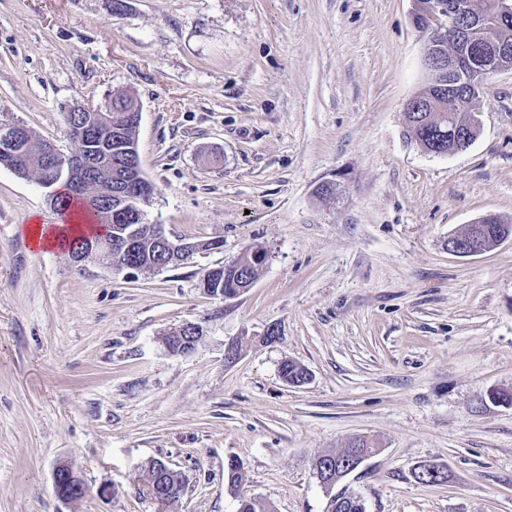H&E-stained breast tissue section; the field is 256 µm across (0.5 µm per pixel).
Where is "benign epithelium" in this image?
<instances>
[{
	"label": "benign epithelium",
	"mask_w": 512,
	"mask_h": 512,
	"mask_svg": "<svg viewBox=\"0 0 512 512\" xmlns=\"http://www.w3.org/2000/svg\"><path fill=\"white\" fill-rule=\"evenodd\" d=\"M413 22L415 26L428 32L423 50V62L427 69L436 74L448 76V83H440L436 94L448 99V128L440 131V137L448 140V151H435V155L456 154L466 150L472 138L461 130V124L455 119L454 107L464 97L470 102L473 118L467 121V127H477L479 122L474 114L480 109V95L485 81L495 73L505 69L502 57L509 48L488 38V35L512 23V4L509 0H495L493 6L475 9L469 0H430L426 10L419 9L418 0H413ZM69 130L77 131V136L85 144V155L90 157L112 154V144L104 143L98 136L87 135L86 128L72 124ZM26 127L20 123L3 120L0 122V154L15 157L23 153L21 146ZM43 154L48 159V185L64 180L70 172V160L61 156L59 150L50 142L43 144ZM134 187L127 190L123 207L133 208L135 203L144 199L147 187L140 175L133 177ZM139 230L153 238L161 248L173 255L174 259H189L202 250L198 242L185 240L173 241L165 233L161 224H143ZM134 246L132 236L117 240L107 231L97 234L91 242V252L107 259L106 266L112 267V256L124 254ZM448 250L462 255H477L488 251L479 235L472 236L467 244L460 247L448 245ZM190 332V340L183 355L194 353L204 341V331L197 324H183ZM373 448L355 458L350 465L334 464L329 461L315 463V475L320 485L326 487L332 481H341L352 470L375 455Z\"/></svg>",
	"instance_id": "obj_1"
}]
</instances>
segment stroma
Wrapping results in <instances>:
<instances>
[{"instance_id":"1","label":"stroma","mask_w":512,"mask_h":512,"mask_svg":"<svg viewBox=\"0 0 512 512\" xmlns=\"http://www.w3.org/2000/svg\"><path fill=\"white\" fill-rule=\"evenodd\" d=\"M127 3L0 0V119L67 154L69 107L135 96L146 220L207 248L75 268L27 233L57 221L48 189L0 164V512H236L231 458L274 512H327L313 461L356 436L378 452L338 488L365 512H512V406L490 397L512 391V239L448 250L512 221V69L474 144L435 156L404 120L431 80L412 0ZM258 247L250 288H202ZM186 322L206 337L178 356ZM286 360L310 381L286 384ZM153 460L183 475L175 502L149 494ZM60 464L83 497L56 496ZM423 464L446 481L417 482ZM507 231H511L512 233V224H483L479 233L485 242L493 244L499 235ZM483 239L478 234H475L467 240L465 246L455 248L453 244H448V250L462 255L482 254L490 250L484 245Z\"/></svg>"}]
</instances>
